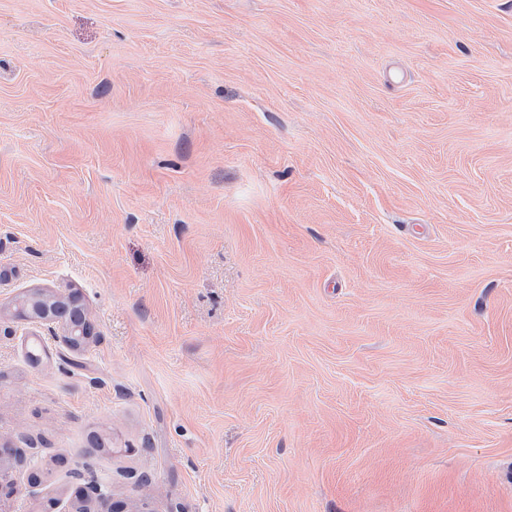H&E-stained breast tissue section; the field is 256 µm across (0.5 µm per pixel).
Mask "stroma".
I'll list each match as a JSON object with an SVG mask.
<instances>
[{"instance_id": "1", "label": "stroma", "mask_w": 512, "mask_h": 512, "mask_svg": "<svg viewBox=\"0 0 512 512\" xmlns=\"http://www.w3.org/2000/svg\"><path fill=\"white\" fill-rule=\"evenodd\" d=\"M0 448V512H512V0H0ZM66 313V320L63 315H50L48 313L36 316V315H27L25 314L22 309L20 308L18 311V317L21 321H28V322H37L40 324H61L63 325L65 329V335L64 339L66 343L75 349L82 348L86 341L88 340V336L85 337H76L74 332L68 328L67 323L71 324L74 328H77V333L79 334L82 329L85 330V332L91 333L92 327L90 323L88 322L86 315L80 307L78 311L76 310H68L64 311ZM87 339V340H86Z\"/></svg>"}]
</instances>
